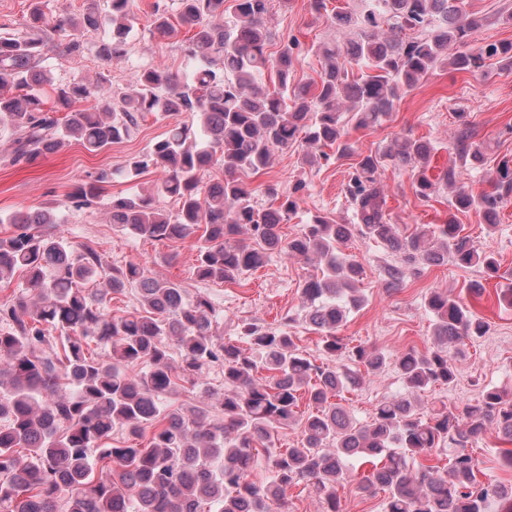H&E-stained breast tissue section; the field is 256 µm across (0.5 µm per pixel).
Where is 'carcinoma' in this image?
I'll list each match as a JSON object with an SVG mask.
<instances>
[{"mask_svg": "<svg viewBox=\"0 0 512 512\" xmlns=\"http://www.w3.org/2000/svg\"><path fill=\"white\" fill-rule=\"evenodd\" d=\"M273 0H234L232 21H224V0H178V24L157 9L155 32L165 38L180 25L192 31L186 47L188 66L180 76L156 67L141 70L135 88L100 112L73 105L93 97L96 83L52 87L54 105L46 106L42 69L50 48L45 18L34 7L25 30L0 34V129L11 132V161L32 163L70 140L98 153L130 135L147 115L188 112L142 154L131 157L126 176L149 168L161 172L156 191L112 197V224L157 242L193 243L195 272L202 280L236 282L263 266L277 251L317 264L302 284L304 321L320 333L324 362L303 354L283 326L244 321L238 333L246 351L221 341L209 297L190 296L179 284L148 275L129 262L104 270L89 242L74 243L51 232L58 217L45 210L18 212L0 223L13 225L0 237V283L19 273L23 292L0 302V512H274L289 487L310 482L322 512H342L338 487L347 465L370 466L362 488L386 493L385 512H512V485L478 479L473 444L494 431L512 444V398L486 386L474 404H442L425 414L414 395L456 381L455 356L467 340L481 337L488 325L448 294L434 291L425 307L434 325V346L413 349L395 359L402 391L379 403L371 422L360 425L338 402L357 387L361 370L377 373L386 353L352 346L338 335L364 297L356 288L360 265L342 252L354 235L381 241L398 263L386 269V287L394 289L420 267L450 259L460 267L479 266L490 278L499 262L478 251L464 227L454 222L422 224L402 235L385 218V196L378 175L387 164L412 168L416 192L427 201L442 189L454 193L448 204L473 210L496 226L498 209L512 195V158L503 157L488 182L475 194L458 184L456 168L427 175L434 147L401 137L384 150L356 155L346 138L343 112L357 129H367L393 111L394 104L429 72L449 64L475 73L487 59L512 64V43L469 46L482 19L464 10L463 0H361L359 9L337 12L342 40L322 46L319 79L297 85L293 48L267 54L271 42L267 17ZM134 0H109L101 15L87 12L62 19L54 32H71L69 55L82 53L78 34L109 27L100 58L107 65L127 55ZM456 47L448 54V47ZM274 73L273 87L262 83ZM308 148L307 162L330 156H357L349 197L357 223L337 224L317 216L302 235L284 241L280 224L298 209L292 195L266 193L278 206L260 207L239 174L269 166L274 151H286L298 138ZM456 147L463 165L483 160L482 146L461 131ZM224 179L205 181L211 168ZM108 174L99 173L67 195L66 205L80 210L99 197ZM171 196L179 208L169 213L156 198ZM245 234L250 245L231 242ZM102 277L101 286L85 284ZM135 291L140 308L112 315V296ZM64 334L57 346L54 331ZM94 342L108 350L104 358L86 354ZM139 364L134 376L122 367ZM224 374V392L216 394L217 417L205 407H172L167 400L185 385L202 386L204 370ZM269 373L259 382L258 368ZM315 407L298 412L301 399ZM302 427L301 447L274 452L273 480L250 479L253 450L268 448L277 429ZM137 440L152 430L149 446L112 445V430ZM448 453V467L410 463ZM112 461L99 478L92 467Z\"/></svg>", "mask_w": 512, "mask_h": 512, "instance_id": "1", "label": "carcinoma"}]
</instances>
